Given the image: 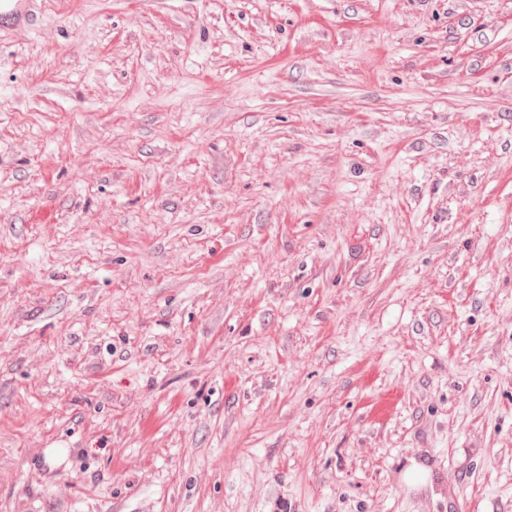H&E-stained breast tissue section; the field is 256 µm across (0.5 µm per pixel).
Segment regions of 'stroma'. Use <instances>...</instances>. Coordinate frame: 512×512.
<instances>
[{
	"instance_id": "obj_1",
	"label": "stroma",
	"mask_w": 512,
	"mask_h": 512,
	"mask_svg": "<svg viewBox=\"0 0 512 512\" xmlns=\"http://www.w3.org/2000/svg\"><path fill=\"white\" fill-rule=\"evenodd\" d=\"M0 512H512V0L0 32Z\"/></svg>"
}]
</instances>
